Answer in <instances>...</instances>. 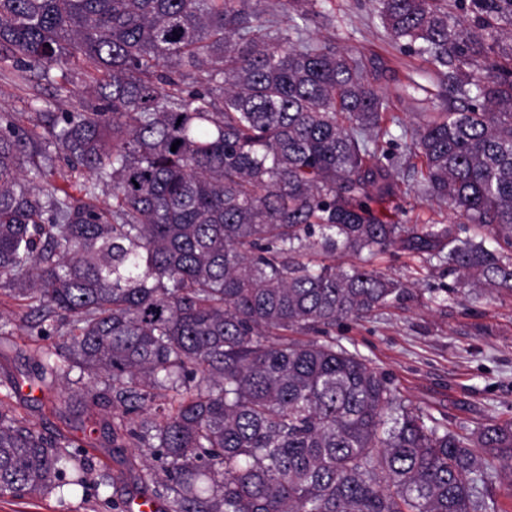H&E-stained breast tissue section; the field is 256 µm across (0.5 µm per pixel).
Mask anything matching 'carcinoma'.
<instances>
[{
    "label": "carcinoma",
    "mask_w": 512,
    "mask_h": 512,
    "mask_svg": "<svg viewBox=\"0 0 512 512\" xmlns=\"http://www.w3.org/2000/svg\"><path fill=\"white\" fill-rule=\"evenodd\" d=\"M279 2L0 0L1 65L97 93L38 113L48 141L0 113V294L37 317L60 403L110 407L112 449L147 450L163 512H498L512 419L450 431L358 351L292 334L404 295L338 254L512 292V0H376L460 101L412 126L365 56L306 38L318 0ZM393 125L452 223L373 208L401 193ZM57 159L88 173L78 193L45 180ZM111 480L0 400V497Z\"/></svg>",
    "instance_id": "cac0c4a2"
}]
</instances>
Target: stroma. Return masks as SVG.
I'll use <instances>...</instances> for the list:
<instances>
[{
    "label": "stroma",
    "mask_w": 512,
    "mask_h": 512,
    "mask_svg": "<svg viewBox=\"0 0 512 512\" xmlns=\"http://www.w3.org/2000/svg\"><path fill=\"white\" fill-rule=\"evenodd\" d=\"M374 5V0H319L320 10L329 13L333 23L328 27L311 23L308 32L336 46L356 48L380 63L376 83L388 94L394 95L397 87L413 80L422 84V91L395 99L392 106L403 125H409L429 110L438 83L430 64L386 37L373 15ZM89 101L85 87L59 98L51 85L31 89L0 67V112L15 115L23 132L47 138L46 127L36 118L38 112H80ZM392 133L388 150L403 159L406 148L399 138L400 127ZM398 176L410 221L450 220L446 205L420 196V176L411 163L403 159ZM373 266L407 285L408 295L368 318L337 324L329 329V336L369 357L405 397L431 408L435 416L447 417L449 428H473L494 416L512 417V292L441 304L437 298L443 289L454 286L446 269L406 255L378 257ZM0 315L11 321L13 329L11 339L0 343V381H13L19 387L11 406L37 429L69 435L97 468L115 477L109 486L91 487L62 499L0 497V512H128V504L146 494L139 479L142 449L128 447L119 455L111 452L105 429L109 416L103 410L87 417L53 409L52 401L63 386L37 379L32 359L35 339L25 307L0 295Z\"/></svg>",
    "instance_id": "obj_1"
}]
</instances>
